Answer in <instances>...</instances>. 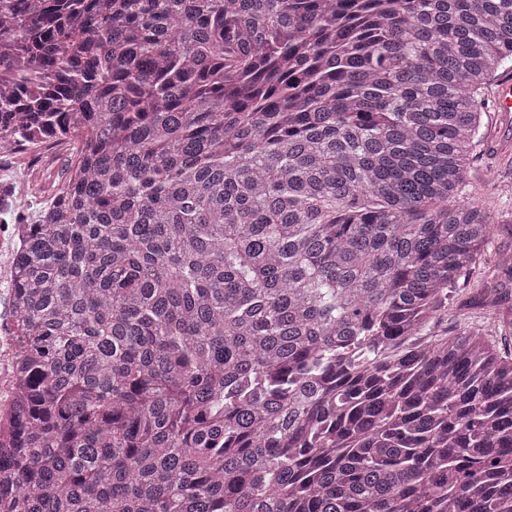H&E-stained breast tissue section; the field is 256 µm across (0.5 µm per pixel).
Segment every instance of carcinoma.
Returning <instances> with one entry per match:
<instances>
[{
  "label": "carcinoma",
  "mask_w": 512,
  "mask_h": 512,
  "mask_svg": "<svg viewBox=\"0 0 512 512\" xmlns=\"http://www.w3.org/2000/svg\"><path fill=\"white\" fill-rule=\"evenodd\" d=\"M510 60L512 0H0V140L77 145L0 512H512V353L448 329Z\"/></svg>",
  "instance_id": "carcinoma-1"
}]
</instances>
